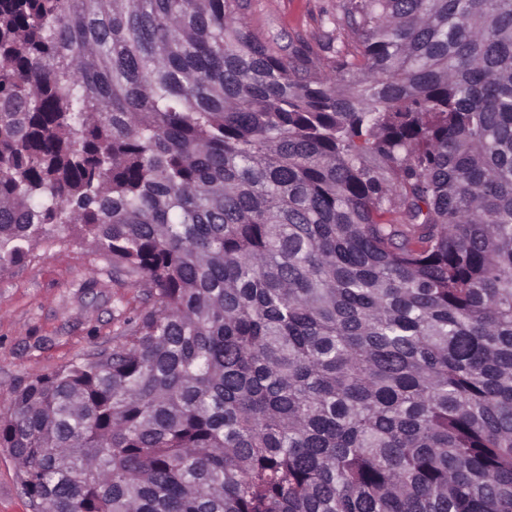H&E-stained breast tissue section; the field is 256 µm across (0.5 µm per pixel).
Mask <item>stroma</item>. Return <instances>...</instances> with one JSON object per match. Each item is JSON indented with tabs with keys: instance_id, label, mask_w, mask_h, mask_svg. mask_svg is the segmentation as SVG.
Wrapping results in <instances>:
<instances>
[{
	"instance_id": "stroma-1",
	"label": "stroma",
	"mask_w": 512,
	"mask_h": 512,
	"mask_svg": "<svg viewBox=\"0 0 512 512\" xmlns=\"http://www.w3.org/2000/svg\"><path fill=\"white\" fill-rule=\"evenodd\" d=\"M349 0H251V28L282 40L301 38L328 58L355 46L343 16ZM145 306L143 289L122 288L112 263L72 236L43 240L19 266L0 273V412L21 379L54 372L111 346L119 318ZM0 512H32L16 461L0 448Z\"/></svg>"
}]
</instances>
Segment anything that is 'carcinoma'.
Listing matches in <instances>:
<instances>
[{"instance_id": "cac0c4a2", "label": "carcinoma", "mask_w": 512, "mask_h": 512, "mask_svg": "<svg viewBox=\"0 0 512 512\" xmlns=\"http://www.w3.org/2000/svg\"><path fill=\"white\" fill-rule=\"evenodd\" d=\"M0 0V272L146 307L8 390L33 512H512V0ZM250 1L245 21L252 29L281 38L282 44L290 38H302L319 52L324 62L332 54L326 49L329 42L334 50L348 45L353 51L356 46V35L343 21L349 0Z\"/></svg>"}]
</instances>
